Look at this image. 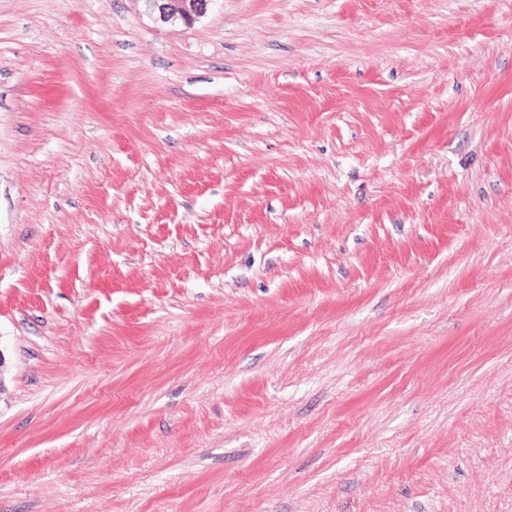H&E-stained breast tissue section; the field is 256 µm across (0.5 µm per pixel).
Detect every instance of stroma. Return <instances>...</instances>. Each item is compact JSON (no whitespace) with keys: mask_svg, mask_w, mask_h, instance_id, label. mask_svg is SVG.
I'll return each mask as SVG.
<instances>
[{"mask_svg":"<svg viewBox=\"0 0 512 512\" xmlns=\"http://www.w3.org/2000/svg\"><path fill=\"white\" fill-rule=\"evenodd\" d=\"M0 512H512V0H0ZM146 11L162 23H181L187 27L205 16L215 0H141Z\"/></svg>","mask_w":512,"mask_h":512,"instance_id":"obj_1","label":"stroma"}]
</instances>
